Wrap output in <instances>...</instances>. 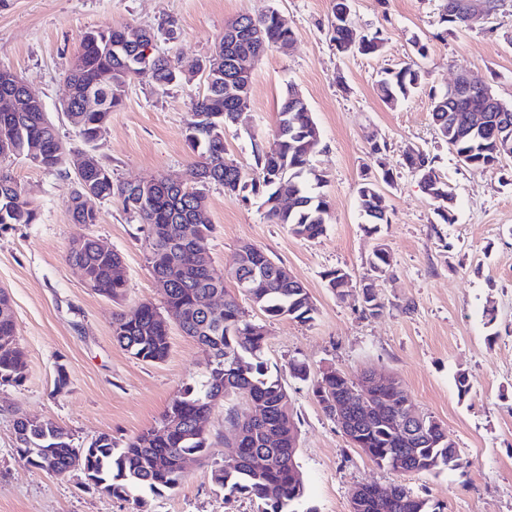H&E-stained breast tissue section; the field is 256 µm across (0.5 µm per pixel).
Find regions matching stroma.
Returning a JSON list of instances; mask_svg holds the SVG:
<instances>
[{"label": "stroma", "mask_w": 512, "mask_h": 512, "mask_svg": "<svg viewBox=\"0 0 512 512\" xmlns=\"http://www.w3.org/2000/svg\"><path fill=\"white\" fill-rule=\"evenodd\" d=\"M443 0H353L355 35L381 32L380 53H338L330 41L331 0H0V69L21 75L44 103L62 139L76 137L61 111L65 72L91 30L132 25L155 34L156 52L183 70L212 52L237 14L277 9L293 26L289 55L271 50L254 71L247 111L224 133L230 158L252 174V142L271 141L288 85L302 92L321 133L313 156L324 172L330 214L324 236L307 241L287 225L271 223L259 199H232L222 187L208 192L214 226L209 252L215 273L228 276L240 245L261 248L307 288L315 319H267L265 360L277 371L298 425L296 461L307 493L300 512H349L355 487L403 483L443 503L445 512H512V158L491 168L462 164L436 134L431 95L468 72L512 101V0H503L481 28L443 30ZM424 44L425 57L416 46ZM417 59L424 86L396 107L379 98L384 71ZM201 78L159 89L148 82L121 87L93 153L117 182L176 176L191 181L194 156L185 135L196 120L193 99ZM380 144L393 173L384 187L390 223L370 233L357 187L379 175L370 153ZM435 159L456 198L455 220L443 223L435 204L404 165L408 148ZM10 172L35 206L34 224L0 227V290L12 304L17 340L25 353L22 385L0 386V512H137L133 502L88 486L72 470L50 474L25 464L15 451L20 416L56 422L78 446L102 434L124 444L158 427L171 401L202 378L207 357L168 317L171 350L160 363L133 358L112 338L116 314L149 302L164 308L148 261L147 225L116 200L92 199L94 224H73L64 199L75 175L60 176L16 159ZM105 241L124 262L126 288L109 299L96 294L67 260L73 236ZM393 256L376 281L381 307L362 311L359 282L377 244ZM350 276L344 295L328 288L325 271ZM494 320H486V309ZM302 362L313 374L333 369L350 378L373 371L395 377L419 411L439 420L470 462L466 471L403 473L380 467L352 448L336 420L312 395L310 383L291 377ZM68 382L57 388V370ZM471 384L459 396L455 376ZM212 458L197 460L175 490L147 499L144 512H259L257 499L229 495L209 477Z\"/></svg>", "instance_id": "1"}]
</instances>
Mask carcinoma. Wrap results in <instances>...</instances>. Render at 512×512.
<instances>
[{
    "mask_svg": "<svg viewBox=\"0 0 512 512\" xmlns=\"http://www.w3.org/2000/svg\"><path fill=\"white\" fill-rule=\"evenodd\" d=\"M351 5L346 0H332L330 31L336 50L342 54L358 51L375 54L382 51L384 39L375 31L360 37V46L352 48ZM258 24L264 31V43L252 46L246 28ZM240 27L237 42L219 41L209 56L198 65L202 70L205 91L192 106L199 120L186 134V141L197 160L193 184L178 188L171 178L160 177L143 183L146 193L125 190L126 183L115 182L112 171L100 161L76 174V188L65 204L74 224H95V211L81 201L87 186L101 199H118L124 211L134 214L150 227L149 264L152 271L171 269L174 259L184 251L181 228L197 225L195 244L208 249L213 225L197 220L198 212L207 207V191L212 185L224 187L230 198L250 190L261 200L265 215L275 224H286L297 237L312 241L325 232L329 201L323 193L326 177L312 164L320 142V129L304 96L290 86L280 100L278 124L272 142L254 143V177L246 176L238 163L228 157L224 131L232 125L239 95H248L253 75L232 78L224 70V59L242 50L266 54L275 49L288 53L296 33L274 8L260 13L243 12L229 21ZM149 30L127 26L93 30L83 37L82 48L72 60L65 78L70 95L62 105L81 147L62 142L42 101L26 97L17 108L25 89L6 80L0 73V226L33 224L36 208L24 197L9 171L12 160L23 158L44 171H63L70 158L90 152L106 129L112 112L121 99L114 93L112 78L122 83L147 81L165 89L187 77L171 57L160 54L145 56L141 40ZM425 72L415 63L387 70L378 81L381 100L394 106L413 94L424 81ZM483 109L477 96L448 101V95H431V120L440 139L466 166L492 167L504 158H512V134L507 142L484 136L478 131L465 132L449 121L452 114L461 120L468 111ZM404 165L419 179L424 192L435 202L437 215L447 224L453 221L455 196L437 173L434 158L417 148L407 154ZM392 172L381 170V178H363L357 195L360 211L374 226L390 223L386 199L379 182H390ZM82 247L68 249V260L84 266L90 288L107 298H118L126 287L125 275L113 270L122 262L117 252H100L96 239L81 235ZM390 250L377 246L369 261L372 272L381 277L392 267ZM233 289L224 278L212 274L211 265L199 263L176 273L165 294V304L182 313L181 331L191 337L207 354V372L202 379L183 389L169 404L164 418L176 417V429H149L118 446L102 434L88 446L77 448L69 433L51 420L37 423L16 421L15 433L19 458L28 465L45 470L46 459L60 464L57 474L73 466L95 480L94 487L123 500L145 503V495L160 496L177 488L185 471L181 460L214 455L209 435L195 433L193 423L209 413L213 402L224 398L241 400L248 396L263 407L264 416L253 421L245 433L232 437L238 448L233 461H214L210 478L229 494L247 495L262 503L261 512H297L305 496L303 472L296 462L298 430L288 403V393L281 377L272 373L264 360L266 336L262 325L253 322L239 303L243 295L268 318L282 317L308 323L314 321L316 308L304 285L282 276L280 265L256 246L245 253L237 252L230 271ZM224 296V310L211 317L202 310L208 295ZM13 312L0 307V385L19 386L24 381L25 360L16 339ZM112 337L125 351L146 362H162L169 355L168 325L159 319L157 308L141 303L112 321ZM312 392L323 412L333 416L332 402L350 397L346 380L330 371L322 374ZM381 415L366 425L365 451L378 466L403 472L440 473L469 466L456 444L448 440L441 424L428 426L424 434L403 438L387 425ZM256 456L268 459V465L256 468ZM440 502L421 497L405 484L392 485L390 495L372 502L369 512H444Z\"/></svg>",
    "mask_w": 512,
    "mask_h": 512,
    "instance_id": "cac0c4a2",
    "label": "carcinoma"
}]
</instances>
